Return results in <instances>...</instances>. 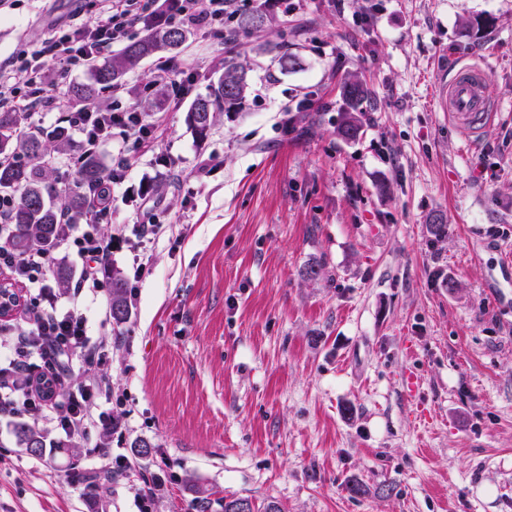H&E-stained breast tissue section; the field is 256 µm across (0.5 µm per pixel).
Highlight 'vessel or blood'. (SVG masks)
<instances>
[{"label":"vessel or blood","instance_id":"b4317fda","mask_svg":"<svg viewBox=\"0 0 512 512\" xmlns=\"http://www.w3.org/2000/svg\"><path fill=\"white\" fill-rule=\"evenodd\" d=\"M487 84L486 72L478 67L459 68L449 79L441 103L459 127H475L480 114L489 110Z\"/></svg>","mask_w":512,"mask_h":512}]
</instances>
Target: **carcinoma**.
Returning a JSON list of instances; mask_svg holds the SVG:
<instances>
[{"mask_svg":"<svg viewBox=\"0 0 512 512\" xmlns=\"http://www.w3.org/2000/svg\"><path fill=\"white\" fill-rule=\"evenodd\" d=\"M272 24L271 14L261 6L233 15L230 30L235 38L249 37ZM143 25L145 33L141 38L113 53L106 61L91 63L93 82L74 86L70 90L72 102L95 101L98 91L118 84L141 60L161 52H175L186 42V32L181 27L153 20H146ZM249 89L246 67L233 58L224 60L223 71L211 81L208 93L195 98L187 111L186 122L196 139L203 141L208 138L220 113L237 111ZM340 94L351 108L342 113L337 134L344 140H354L360 133L361 123L353 105L368 96L369 91L358 76L350 75L341 83ZM21 120L22 115L18 112H0V154L23 155L29 159L27 163L0 164V193L19 192L11 216L13 229L8 244L18 253L40 249L51 255L55 250L58 210H76L86 201L76 191L59 197L52 171L44 163L45 157L71 149L68 130L57 127L19 139L14 131ZM105 178V170L95 158L82 163L75 172V184L79 187L100 184ZM109 295L112 319L122 324L129 316L127 283L115 268L112 269ZM14 432L20 447L34 456L40 455L46 447V436L34 423L19 422Z\"/></svg>","mask_w":512,"mask_h":512,"instance_id":"1","label":"carcinoma"}]
</instances>
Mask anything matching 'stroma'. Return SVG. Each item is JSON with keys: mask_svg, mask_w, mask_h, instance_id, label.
<instances>
[{"mask_svg": "<svg viewBox=\"0 0 512 512\" xmlns=\"http://www.w3.org/2000/svg\"><path fill=\"white\" fill-rule=\"evenodd\" d=\"M262 4L271 30L224 45L190 31L162 102L151 58L100 94L104 109L152 100L161 122L151 142L103 149L129 164L112 228L134 238L145 181L168 230L125 323L82 300L117 397L92 410L116 428L48 432L34 456L0 423V512H137L145 473L161 477L150 512H224L231 496L256 512H512V0H237ZM98 16L94 0H18L0 63ZM231 54L250 94L197 142L187 109ZM465 64L491 100L472 132L440 105ZM351 74L371 95L346 141ZM100 442L137 469L86 493L70 465L92 470ZM340 94L349 103L350 109L342 112L337 126V134L344 140H354L361 130L360 119L355 113L354 105L362 98L367 97L369 91L358 76L350 75L345 77L341 83Z\"/></svg>", "mask_w": 512, "mask_h": 512, "instance_id": "1", "label": "stroma"}]
</instances>
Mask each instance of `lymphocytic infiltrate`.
I'll list each match as a JSON object with an SVG mask.
<instances>
[{
	"instance_id": "lymphocytic-infiltrate-1",
	"label": "lymphocytic infiltrate",
	"mask_w": 512,
	"mask_h": 512,
	"mask_svg": "<svg viewBox=\"0 0 512 512\" xmlns=\"http://www.w3.org/2000/svg\"><path fill=\"white\" fill-rule=\"evenodd\" d=\"M99 2L100 18L95 27L74 21L53 29L39 46L19 50L0 68V112L23 114L19 135L40 129L43 114L49 112L57 113L59 123L81 134L78 155L64 162L55 158L50 161L58 183L65 188L71 187L72 175L81 160L97 155L115 134L141 142L152 136L157 125L156 120L131 106L106 111L91 102L64 109L47 92L50 67H58L66 74L86 70L90 59L110 52L113 45L127 38L137 21L156 13V0ZM234 12V0H174L172 17L185 27L220 39ZM127 172L124 160L111 163L107 180L90 191L82 213L68 209L59 213L58 248L75 256L81 266L75 293L86 289L106 293L112 254L123 248L132 254L134 280H141L150 269L147 245L165 233V225H141L134 243L101 230L102 225L112 221V188L125 181ZM15 202V195L0 194V274L23 288L24 322L0 324V418L45 421L66 436L82 438L92 427L113 423L107 412L96 414L89 408L93 400L112 397L111 387L96 371L107 349L90 341L86 318L78 308L58 306L47 284L51 271L47 257L36 250L20 254L9 246V217ZM49 359L77 363L82 382L74 385L65 374L43 370V363Z\"/></svg>"
}]
</instances>
